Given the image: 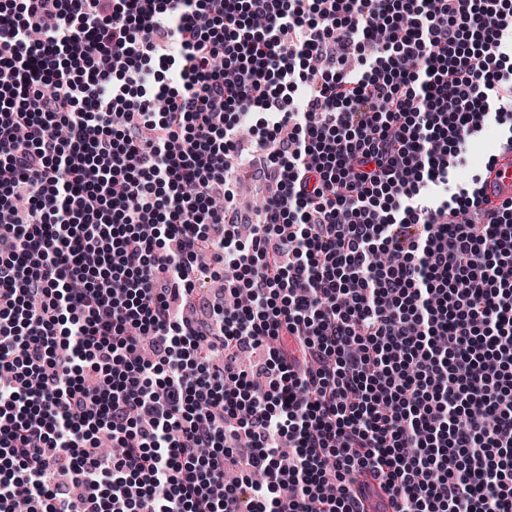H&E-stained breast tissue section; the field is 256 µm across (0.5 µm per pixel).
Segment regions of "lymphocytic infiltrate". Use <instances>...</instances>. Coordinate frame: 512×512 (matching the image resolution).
<instances>
[{
    "label": "lymphocytic infiltrate",
    "instance_id": "1",
    "mask_svg": "<svg viewBox=\"0 0 512 512\" xmlns=\"http://www.w3.org/2000/svg\"><path fill=\"white\" fill-rule=\"evenodd\" d=\"M509 59L512 0H0V512H512V200L425 193ZM266 193V188L264 185L249 180V181H241L237 186V195L236 202L240 210L246 215L255 217V213L257 211L256 208L250 206L247 203V200L252 199V204L256 205L261 202L263 196Z\"/></svg>",
    "mask_w": 512,
    "mask_h": 512
}]
</instances>
